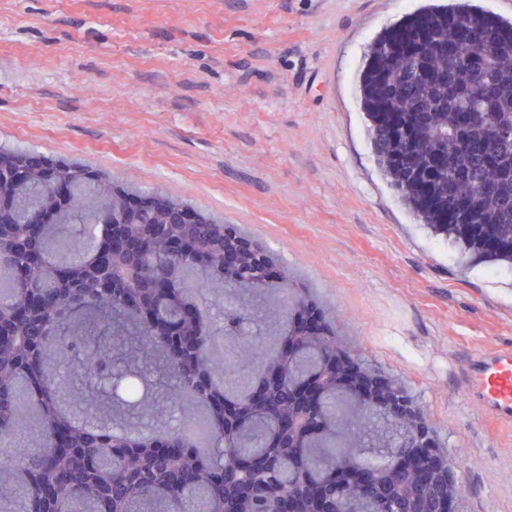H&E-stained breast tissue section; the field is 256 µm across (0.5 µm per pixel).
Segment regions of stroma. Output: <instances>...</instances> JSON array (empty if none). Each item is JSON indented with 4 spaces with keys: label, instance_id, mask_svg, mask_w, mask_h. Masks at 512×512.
Wrapping results in <instances>:
<instances>
[{
    "label": "stroma",
    "instance_id": "obj_1",
    "mask_svg": "<svg viewBox=\"0 0 512 512\" xmlns=\"http://www.w3.org/2000/svg\"><path fill=\"white\" fill-rule=\"evenodd\" d=\"M433 4L512 20V0H0V146L245 230L422 411L457 512H512V421L469 399L475 356L512 348V266L409 210L358 101L373 40ZM127 384L130 432L206 415L140 414Z\"/></svg>",
    "mask_w": 512,
    "mask_h": 512
}]
</instances>
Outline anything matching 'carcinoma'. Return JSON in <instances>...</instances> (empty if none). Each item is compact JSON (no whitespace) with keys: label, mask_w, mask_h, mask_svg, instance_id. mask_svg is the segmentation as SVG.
I'll list each match as a JSON object with an SVG mask.
<instances>
[{"label":"carcinoma","mask_w":512,"mask_h":512,"mask_svg":"<svg viewBox=\"0 0 512 512\" xmlns=\"http://www.w3.org/2000/svg\"><path fill=\"white\" fill-rule=\"evenodd\" d=\"M359 98L370 120L378 163L403 203L424 222L462 244L473 256L512 262V22L477 9L433 8L410 14L372 44L359 75ZM67 178L72 192L55 204L56 219L21 251L16 241L31 216L45 208L48 184ZM483 181L497 185L498 196L471 194ZM125 190L81 165H61L50 177L37 175L0 193V262L20 267L27 252L40 268L0 292V319L35 294L44 296L50 314L14 325L15 339L0 343V509L9 512H105L102 488H108L116 512H265L267 504L246 502L224 486V470L245 457L271 456L272 464L248 480L273 492L299 489L305 480L325 483L329 512L336 496L353 512L362 500L329 481L341 460L357 462L384 475L396 446H368V434L381 425L371 408L335 387L323 393L315 417L322 431L302 447H272L276 415L254 410L234 432L214 417L209 445L202 450L187 431L163 430L131 437L110 427L91 428L75 420L58 384L57 364L48 350L55 337L81 360L82 399L112 414L105 385L112 369L124 362L130 373L154 365L174 378L164 401L185 396L205 408L215 397H240L245 375L210 353L209 347L178 357L171 351L175 333L185 328L181 310L190 290L224 287L219 261L202 271L194 251L179 258L153 243L136 261L119 260L113 277L127 287L102 281L96 256L112 228L123 225L140 234L158 220L147 211H129ZM193 246L218 249L224 238L243 240L238 228L224 224L180 227ZM288 274L262 249L233 282V298L224 302V322L214 328L205 316L195 323L206 336L228 338L249 319V307L262 300L261 267ZM192 275L188 290L176 286L156 298L148 285L160 273ZM291 296L268 299L261 311L269 321L283 315ZM336 353V328L322 320L318 337L303 343L280 362L282 389L316 371ZM32 397L33 426L24 450L12 448L21 410L20 390Z\"/></svg>","instance_id":"obj_1"}]
</instances>
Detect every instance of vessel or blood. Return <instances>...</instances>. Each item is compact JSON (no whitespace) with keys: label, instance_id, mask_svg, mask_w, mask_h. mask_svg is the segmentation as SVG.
Segmentation results:
<instances>
[{"label":"vessel or blood","instance_id":"b4317fda","mask_svg":"<svg viewBox=\"0 0 512 512\" xmlns=\"http://www.w3.org/2000/svg\"><path fill=\"white\" fill-rule=\"evenodd\" d=\"M473 391L485 411L512 419V350L483 354L471 364Z\"/></svg>","mask_w":512,"mask_h":512}]
</instances>
